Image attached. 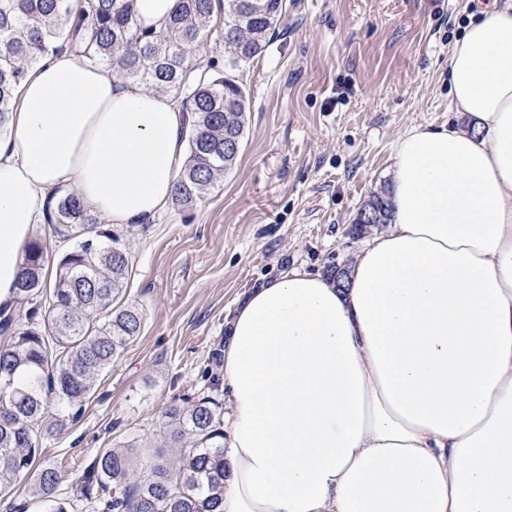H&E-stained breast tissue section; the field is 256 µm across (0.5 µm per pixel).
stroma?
I'll return each instance as SVG.
<instances>
[{"label": "stroma", "mask_w": 512, "mask_h": 512, "mask_svg": "<svg viewBox=\"0 0 512 512\" xmlns=\"http://www.w3.org/2000/svg\"><path fill=\"white\" fill-rule=\"evenodd\" d=\"M491 2L286 0L267 49L239 74L249 109L235 166L195 207L100 221L126 246V298L144 321L80 421L44 443L72 512H94L72 487L99 450L129 448L139 471L168 455L164 413L222 378L224 324L250 288L294 268L332 276L362 248L350 227L389 190L396 140L461 123L448 51Z\"/></svg>", "instance_id": "1"}]
</instances>
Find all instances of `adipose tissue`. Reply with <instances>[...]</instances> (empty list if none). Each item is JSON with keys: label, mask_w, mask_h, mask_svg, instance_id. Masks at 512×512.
Instances as JSON below:
<instances>
[{"label": "adipose tissue", "mask_w": 512, "mask_h": 512, "mask_svg": "<svg viewBox=\"0 0 512 512\" xmlns=\"http://www.w3.org/2000/svg\"><path fill=\"white\" fill-rule=\"evenodd\" d=\"M448 70L470 125L397 139L389 231L342 282L283 272L229 321L223 512H512V0ZM187 127L170 94L43 57L0 135V308L61 185L113 223L151 219Z\"/></svg>", "instance_id": "ef3b65f1"}]
</instances>
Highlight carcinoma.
Returning a JSON list of instances; mask_svg holds the SVG:
<instances>
[{
    "instance_id": "cac0c4a2",
    "label": "carcinoma",
    "mask_w": 512,
    "mask_h": 512,
    "mask_svg": "<svg viewBox=\"0 0 512 512\" xmlns=\"http://www.w3.org/2000/svg\"><path fill=\"white\" fill-rule=\"evenodd\" d=\"M222 15L225 63L188 62ZM283 0H178L158 31L138 27L132 0H0V130L15 91L39 59L70 48L133 84L169 92L190 112L188 161L174 201L192 208L236 163L246 122V90L237 72L262 55L275 34ZM362 209L387 224L391 200L375 194ZM47 223L72 246L56 263L53 288L44 279L47 246L34 239L16 282L26 310H0V494L21 478L45 512H69L57 497L58 468L42 458L46 436L81 415L101 375L143 324L125 301L129 255L119 240L96 232L98 217L68 192L46 206ZM65 412L47 420L52 404ZM175 455L145 475L129 453L100 451L77 480L76 498L97 512H221L224 500V409L213 397L170 407Z\"/></svg>"
}]
</instances>
